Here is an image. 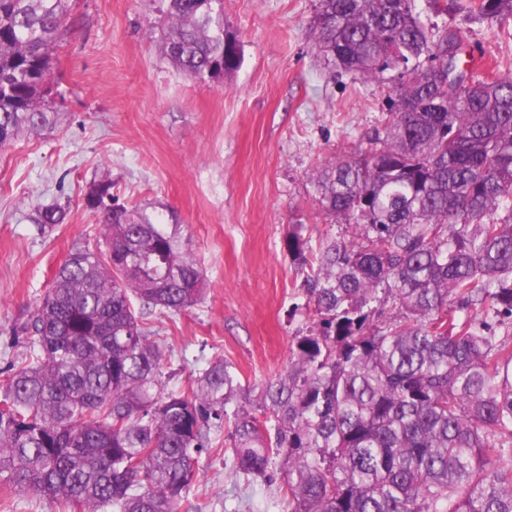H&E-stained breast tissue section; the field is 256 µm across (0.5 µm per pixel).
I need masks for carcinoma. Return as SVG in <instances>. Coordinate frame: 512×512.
I'll list each match as a JSON object with an SVG mask.
<instances>
[{
    "label": "carcinoma",
    "instance_id": "carcinoma-1",
    "mask_svg": "<svg viewBox=\"0 0 512 512\" xmlns=\"http://www.w3.org/2000/svg\"><path fill=\"white\" fill-rule=\"evenodd\" d=\"M72 0H0V148L54 123L45 93ZM165 56L200 82L238 68L224 0H162ZM465 10L512 37V0H316L314 48L332 72L389 91L366 146L316 173L349 241L306 253L315 326L288 369L243 399L223 360L167 390L143 322L205 289L177 229L112 202L86 208L103 247H76L23 330L29 361L0 391V484L55 512H179L197 457L227 429L234 472L281 479L288 512H512V346L474 311L512 317V69L462 64ZM439 76H427L428 70ZM58 205L38 223H64Z\"/></svg>",
    "mask_w": 512,
    "mask_h": 512
}]
</instances>
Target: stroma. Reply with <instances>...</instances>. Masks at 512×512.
Returning a JSON list of instances; mask_svg holds the SVG:
<instances>
[{
    "instance_id": "1",
    "label": "stroma",
    "mask_w": 512,
    "mask_h": 512,
    "mask_svg": "<svg viewBox=\"0 0 512 512\" xmlns=\"http://www.w3.org/2000/svg\"><path fill=\"white\" fill-rule=\"evenodd\" d=\"M314 2L224 0L241 62L204 83L165 58L155 0H77L54 64L57 126L0 149V382L29 357L15 327L58 266L72 247L101 242L84 197L104 176L121 203L179 225L205 273L200 303L147 318L165 348L167 388H189L220 358L249 390L285 370L293 338L312 325L288 232L300 227L313 252L345 238L313 178L356 152L388 110L374 87L329 76L313 50ZM450 21L470 58H512V38L494 39L462 13ZM55 201L68 215L49 229L37 212ZM198 467L181 512H249L261 503L288 512L284 487L233 474L224 430L211 431Z\"/></svg>"
}]
</instances>
